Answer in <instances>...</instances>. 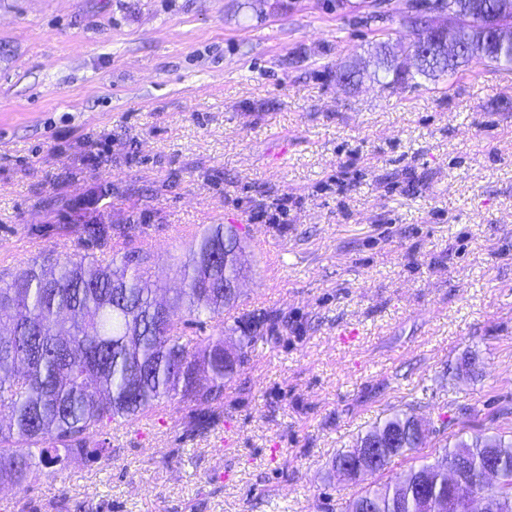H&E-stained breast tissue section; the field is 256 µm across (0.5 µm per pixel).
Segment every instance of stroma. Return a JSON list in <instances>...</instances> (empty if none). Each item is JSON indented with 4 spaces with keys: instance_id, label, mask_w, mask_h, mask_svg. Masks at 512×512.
Masks as SVG:
<instances>
[{
    "instance_id": "35a3bbf8",
    "label": "stroma",
    "mask_w": 512,
    "mask_h": 512,
    "mask_svg": "<svg viewBox=\"0 0 512 512\" xmlns=\"http://www.w3.org/2000/svg\"><path fill=\"white\" fill-rule=\"evenodd\" d=\"M415 2L0 0V275L101 256L85 227L112 224L173 289L205 225L243 224L224 319L280 320L219 425L163 402L0 512H340L332 459L392 410L512 431V66L382 88L371 48L414 40Z\"/></svg>"
}]
</instances>
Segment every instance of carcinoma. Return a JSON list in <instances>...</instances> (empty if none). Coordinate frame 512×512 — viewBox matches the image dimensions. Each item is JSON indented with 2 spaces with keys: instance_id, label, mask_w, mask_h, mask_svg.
<instances>
[{
  "instance_id": "cac0c4a2",
  "label": "carcinoma",
  "mask_w": 512,
  "mask_h": 512,
  "mask_svg": "<svg viewBox=\"0 0 512 512\" xmlns=\"http://www.w3.org/2000/svg\"><path fill=\"white\" fill-rule=\"evenodd\" d=\"M413 24L456 29L461 51L453 59L426 49L416 73L427 78L455 71L458 61L478 56L512 65V43L486 31L489 11L512 28V0H420ZM386 89L409 80L393 57L381 61ZM245 231L237 224H210L196 236L180 266L181 288L165 302L151 279L145 251H114L103 259H47L0 278V485L18 488L38 480L43 469L73 455L102 458L98 437L108 424L125 423L165 400L192 404L197 424H213L226 387L248 350L277 330L274 316L253 311L224 326V307L241 293L224 295V282L249 270ZM207 324L200 339L186 325ZM445 435L447 466L429 463L420 451ZM377 469L410 458L405 479L361 489L342 512H512V433L476 434L468 439L443 420L436 427L415 414L394 410L336 453V475L358 482L368 472L359 454L375 443ZM494 464L495 483L482 473Z\"/></svg>"
}]
</instances>
